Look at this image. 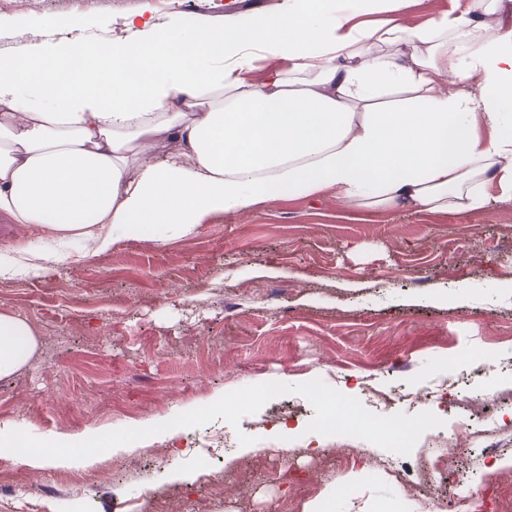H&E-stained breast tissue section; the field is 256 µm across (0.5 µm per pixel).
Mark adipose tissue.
Listing matches in <instances>:
<instances>
[{"instance_id": "obj_1", "label": "adipose tissue", "mask_w": 512, "mask_h": 512, "mask_svg": "<svg viewBox=\"0 0 512 512\" xmlns=\"http://www.w3.org/2000/svg\"><path fill=\"white\" fill-rule=\"evenodd\" d=\"M403 2L288 0L189 31L137 14L126 40L43 17L49 40L0 55V213L46 236L0 247V277L43 274L77 238L100 253L119 232L186 236L328 191L368 210L469 214L494 180L512 202V22L467 0L410 27ZM368 40L404 49L371 54ZM37 348L32 325L0 311V380ZM98 437L59 435L49 459L4 423L0 455L89 465L78 450Z\"/></svg>"}]
</instances>
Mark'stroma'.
Segmentation results:
<instances>
[{"label": "stroma", "instance_id": "obj_1", "mask_svg": "<svg viewBox=\"0 0 512 512\" xmlns=\"http://www.w3.org/2000/svg\"><path fill=\"white\" fill-rule=\"evenodd\" d=\"M174 2L0 0V54L40 43L47 15L86 16L118 40L141 10L187 26L286 6ZM88 248L74 243L40 276L0 279V311L40 339L28 367L0 381V420L47 448L62 433L171 419L181 437L223 432L225 448L185 456L146 435L89 468L39 470L5 455L14 482L0 512H453L458 473L512 488V465L483 453L512 448L511 203L372 211L326 193L215 215L189 236L157 226ZM441 385L447 400L428 403ZM216 394L227 403L217 420L202 413ZM340 401L402 425L407 445L325 428ZM471 403L484 409L480 434L449 445ZM383 458L394 475L378 470Z\"/></svg>", "mask_w": 512, "mask_h": 512}]
</instances>
